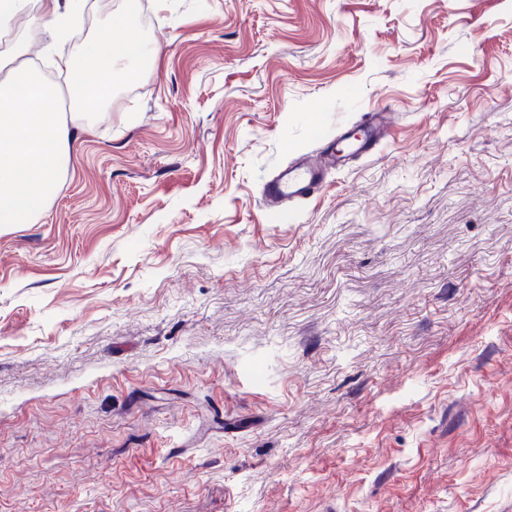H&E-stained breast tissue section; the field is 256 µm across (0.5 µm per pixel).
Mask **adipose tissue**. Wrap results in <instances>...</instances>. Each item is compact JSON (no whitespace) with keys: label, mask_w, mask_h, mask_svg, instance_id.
<instances>
[{"label":"adipose tissue","mask_w":512,"mask_h":512,"mask_svg":"<svg viewBox=\"0 0 512 512\" xmlns=\"http://www.w3.org/2000/svg\"><path fill=\"white\" fill-rule=\"evenodd\" d=\"M151 57L133 41L116 46L110 36L88 44L80 56L53 57L64 74L76 112H60L59 92L17 53L0 57V227L31 224L48 207L75 133L89 131L83 106L110 100L117 81H133Z\"/></svg>","instance_id":"ef3b65f1"}]
</instances>
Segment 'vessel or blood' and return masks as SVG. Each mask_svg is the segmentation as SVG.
Listing matches in <instances>:
<instances>
[{"instance_id": "obj_1", "label": "vessel or blood", "mask_w": 512, "mask_h": 512, "mask_svg": "<svg viewBox=\"0 0 512 512\" xmlns=\"http://www.w3.org/2000/svg\"><path fill=\"white\" fill-rule=\"evenodd\" d=\"M389 124V113H365L360 125L344 134L345 140L350 144L348 152L326 150L306 160L292 163L274 175L263 188L267 210L277 213L284 204L317 195L328 171L338 169L349 158L374 154Z\"/></svg>"}]
</instances>
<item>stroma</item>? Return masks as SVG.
Instances as JSON below:
<instances>
[{"instance_id": "obj_1", "label": "stroma", "mask_w": 512, "mask_h": 512, "mask_svg": "<svg viewBox=\"0 0 512 512\" xmlns=\"http://www.w3.org/2000/svg\"><path fill=\"white\" fill-rule=\"evenodd\" d=\"M26 2L0 54L53 75ZM86 15L154 58L0 227V512H512V0ZM389 124L390 112H367L357 128L342 135L349 141L348 152L322 151L305 161L294 162L274 175L263 188L267 210L279 213L286 203L317 195L328 171L341 168L340 164L352 157L374 154Z\"/></svg>"}]
</instances>
